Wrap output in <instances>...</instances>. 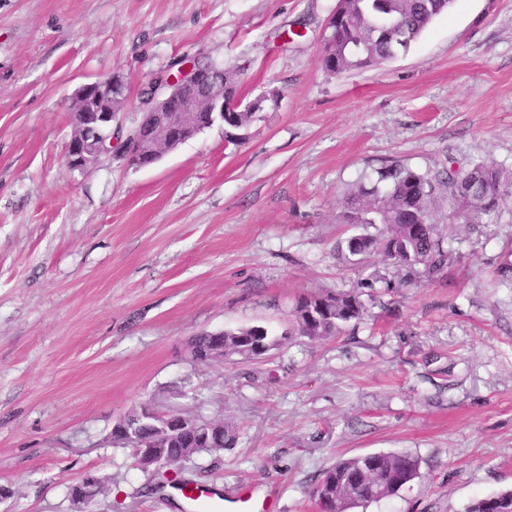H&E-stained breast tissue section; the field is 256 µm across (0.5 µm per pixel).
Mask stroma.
<instances>
[{"label": "stroma", "mask_w": 512, "mask_h": 512, "mask_svg": "<svg viewBox=\"0 0 512 512\" xmlns=\"http://www.w3.org/2000/svg\"><path fill=\"white\" fill-rule=\"evenodd\" d=\"M338 0H0V512H184L112 439L148 408L234 424L236 447L176 479L253 488L314 512L336 460L407 451L420 477L363 512H466L512 488V198L475 230L440 219L454 250L403 281L382 256L344 261L346 189L399 162L512 167V0H455L408 52L340 75L323 39ZM296 38H289V31ZM233 72L249 101L282 93L245 140L215 123L153 166L119 150L66 159L78 88L115 73L128 99L184 59ZM392 292L336 336L294 332L298 296L371 272ZM261 325L282 345L250 362H191L188 340Z\"/></svg>", "instance_id": "35a3bbf8"}]
</instances>
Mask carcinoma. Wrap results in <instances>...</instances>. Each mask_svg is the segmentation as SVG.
Segmentation results:
<instances>
[{
    "label": "carcinoma",
    "mask_w": 512,
    "mask_h": 512,
    "mask_svg": "<svg viewBox=\"0 0 512 512\" xmlns=\"http://www.w3.org/2000/svg\"><path fill=\"white\" fill-rule=\"evenodd\" d=\"M453 0H340L338 8L347 27L324 48L323 64L332 74L381 65L407 52L437 17L446 14ZM512 196V168L494 161H480L464 169L433 172L394 163L377 171V177L353 184L345 194L339 221L362 231L341 243L354 264L380 251L406 275L419 267L435 274L452 258L443 245L438 218L469 228L483 218L497 215L503 200ZM376 232H370V229ZM380 279L362 282L348 291L300 297L293 310L299 333L310 339L334 336L367 313L362 289ZM259 326L224 331V358L255 360L282 345V339L264 331V344L253 336ZM239 433L230 423L214 436L208 448L168 446L165 453L175 466L202 452L219 454L237 445ZM420 477L419 460L408 452H377L372 460L361 456L341 459L326 469L313 489L318 512H331L322 492L345 507L366 506L397 494ZM466 512H512V489L473 501Z\"/></svg>",
    "instance_id": "1"
}]
</instances>
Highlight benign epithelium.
Listing matches in <instances>:
<instances>
[{
	"instance_id": "obj_1",
	"label": "benign epithelium",
	"mask_w": 512,
	"mask_h": 512,
	"mask_svg": "<svg viewBox=\"0 0 512 512\" xmlns=\"http://www.w3.org/2000/svg\"><path fill=\"white\" fill-rule=\"evenodd\" d=\"M124 83L118 74L99 78L82 85L75 95L74 129L67 146L70 167L84 170L95 166L110 149L115 135L122 131L119 113L112 109V86ZM142 110L154 115L152 125H137L123 136L121 155L128 164L142 167L154 163L173 143L186 142L206 125L243 106L242 100L224 97V68L205 67L195 57L179 67L176 77L156 78L142 91ZM200 113L208 114V124L197 122ZM160 434L178 436L196 429L199 417L189 413L146 411ZM112 433L121 438L124 447L135 449L137 465L150 470L166 468L165 459L145 449L134 427L121 419Z\"/></svg>"
}]
</instances>
